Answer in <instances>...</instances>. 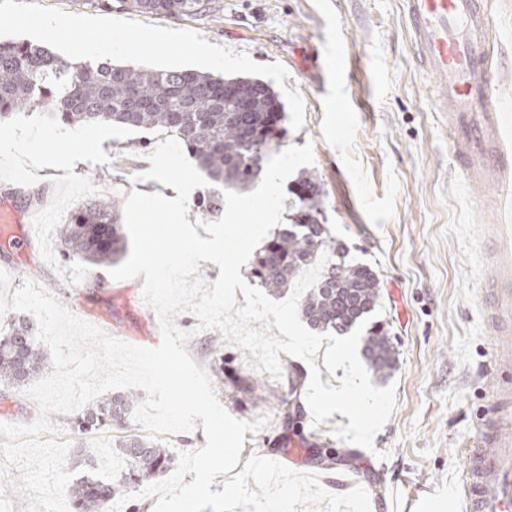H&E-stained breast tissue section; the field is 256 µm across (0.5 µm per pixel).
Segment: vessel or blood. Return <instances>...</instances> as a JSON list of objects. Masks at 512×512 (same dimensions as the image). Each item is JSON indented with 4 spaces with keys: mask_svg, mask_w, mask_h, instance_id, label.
I'll return each mask as SVG.
<instances>
[{
    "mask_svg": "<svg viewBox=\"0 0 512 512\" xmlns=\"http://www.w3.org/2000/svg\"><path fill=\"white\" fill-rule=\"evenodd\" d=\"M422 69L433 79L437 112L465 184L494 205L482 225L481 257L491 270L480 310L501 342L497 364H512V113L495 99L498 65L490 48L486 0H402ZM493 411L467 451L465 512H512V378L495 374Z\"/></svg>",
    "mask_w": 512,
    "mask_h": 512,
    "instance_id": "b4317fda",
    "label": "vessel or blood"
}]
</instances>
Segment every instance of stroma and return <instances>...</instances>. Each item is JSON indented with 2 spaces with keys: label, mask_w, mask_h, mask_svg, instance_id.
Masks as SVG:
<instances>
[{
  "label": "stroma",
  "mask_w": 512,
  "mask_h": 512,
  "mask_svg": "<svg viewBox=\"0 0 512 512\" xmlns=\"http://www.w3.org/2000/svg\"><path fill=\"white\" fill-rule=\"evenodd\" d=\"M493 53L502 59L497 95L512 112V0H489ZM112 17L194 29L210 43L259 63H281L285 86L300 96L301 129H287L279 149L312 144V171L336 244L349 261L378 275L380 301L372 320L383 323L397 349L390 380L395 407L374 436L373 449L338 439L348 425L336 413L321 425L305 421L310 443H329L345 456L331 479L359 482L371 512H463L462 479L470 448L489 409L491 352L497 342L480 313L482 191L461 183L448 151V129L433 106V82L420 68L401 0H218L214 10L181 19L113 9ZM354 65L330 68L335 53ZM166 131L115 124L65 128L38 110L19 112L0 126V205L48 219L47 230L25 249L14 239L21 225L0 223V268L13 287L32 279L78 318L130 344L155 347L157 318L142 298L143 278L116 281L106 268L66 259L56 244L57 225L74 209L131 191L175 198L169 186L135 181L150 169L146 156ZM37 144L30 152L29 144ZM177 327L189 332L187 351L209 375L225 410L235 419L267 417L246 433L241 460L258 454L305 472L313 464L295 452L300 440L281 422L272 396L286 379L256 370L250 351L225 344L209 349V332L182 312ZM265 381L269 394L253 390ZM70 443L68 471L93 469L108 479L102 457L86 462L89 448L113 444L117 431L74 434L72 415L51 414Z\"/></svg>",
  "instance_id": "1"
}]
</instances>
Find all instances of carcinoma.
Listing matches in <instances>:
<instances>
[{
  "mask_svg": "<svg viewBox=\"0 0 512 512\" xmlns=\"http://www.w3.org/2000/svg\"><path fill=\"white\" fill-rule=\"evenodd\" d=\"M179 18L211 9L214 0H95L98 7ZM47 108L46 117L66 126L91 127L112 122L132 129H160L174 135L195 157L208 179L243 190L260 177L274 152L273 140L285 120L271 84L254 77H224L189 69L155 70L129 62L74 64L46 47L0 40V125L21 109ZM291 223L279 228L259 252L255 276L270 294L283 293L322 255L329 256L316 285L299 309L314 330L351 332L375 310L380 299L377 274L368 265L345 260L331 244L316 177L309 173L291 189ZM65 257L92 266L115 265L126 257L120 203L102 198L77 209L56 230ZM362 355L370 370L390 376L396 351L387 331L371 324ZM52 371L28 320L12 322L0 336V383L16 390ZM301 374L290 369L285 393V423L303 428ZM138 404L132 392L110 394L73 421L79 435L125 428ZM116 459L112 478L82 477L70 488L72 512H108L124 493L165 475L175 457L163 442L130 434L110 449ZM317 464L336 468V449L313 445Z\"/></svg>",
  "mask_w": 512,
  "mask_h": 512,
  "instance_id": "cac0c4a2",
  "label": "carcinoma"
}]
</instances>
